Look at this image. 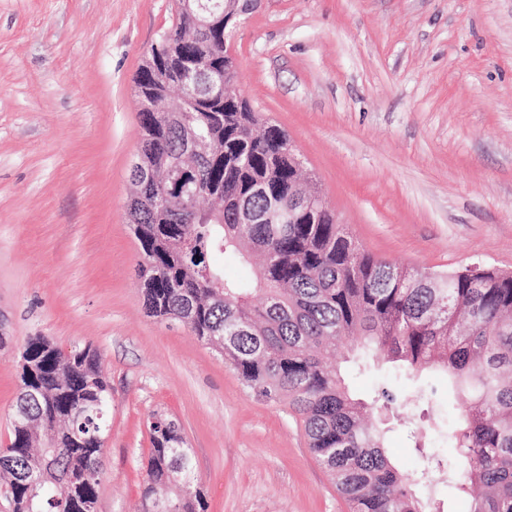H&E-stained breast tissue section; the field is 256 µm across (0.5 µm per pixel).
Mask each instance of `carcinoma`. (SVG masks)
Instances as JSON below:
<instances>
[{
    "mask_svg": "<svg viewBox=\"0 0 512 512\" xmlns=\"http://www.w3.org/2000/svg\"><path fill=\"white\" fill-rule=\"evenodd\" d=\"M177 21L167 39L134 77L144 87L149 68L166 78L149 85L162 105L181 100L176 79L183 55L201 68L228 63L219 32L202 46L191 41L193 15L177 0ZM194 130L219 151L198 159L186 151ZM194 165L199 192L193 208L178 202L163 210L155 198L178 193L160 184L138 191L135 175L127 216L139 243L138 272L145 305L157 318L186 323L266 398L286 400L301 416L310 449L328 471L352 512H436L418 495L422 475L392 465L384 433L363 418L366 404L350 396L336 367L338 350L365 360L384 357L416 380V397L430 404L446 396L460 403L451 443L457 464L448 486L469 512H512V274L480 265L437 273L402 269L356 245L327 208L314 224H241L246 204L262 213L269 199L250 194L266 181L286 193L320 194L288 135L263 125L240 97L215 101L206 91L183 103L169 120L141 121L137 160L161 169L173 159ZM238 257L230 278L219 258ZM19 365L20 392L11 445L0 448L9 478L11 512H80L94 505L111 393L89 346L59 348L46 336L27 341ZM387 404L402 401L406 422L415 410L385 390ZM152 448L142 493L143 512L169 502L177 512H205L192 450L179 425L163 415L149 425ZM193 491L183 492L184 485Z\"/></svg>",
    "mask_w": 512,
    "mask_h": 512,
    "instance_id": "1",
    "label": "carcinoma"
}]
</instances>
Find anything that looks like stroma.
Here are the masks:
<instances>
[{"mask_svg": "<svg viewBox=\"0 0 512 512\" xmlns=\"http://www.w3.org/2000/svg\"><path fill=\"white\" fill-rule=\"evenodd\" d=\"M175 0H0V448L26 341L90 345L111 387L97 512H140L153 414L194 451L206 512H350L300 416L246 388L176 319L149 316L125 204L141 116L133 78ZM235 88L285 130L354 242L432 272H512V0H258L236 19ZM361 399L414 393L350 369ZM387 423L400 471L446 478Z\"/></svg>", "mask_w": 512, "mask_h": 512, "instance_id": "obj_1", "label": "stroma"}]
</instances>
